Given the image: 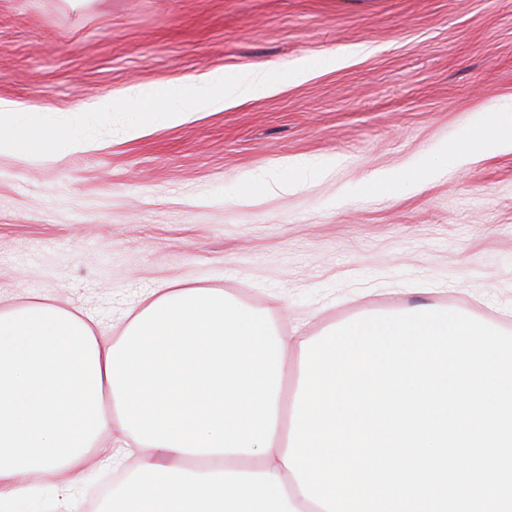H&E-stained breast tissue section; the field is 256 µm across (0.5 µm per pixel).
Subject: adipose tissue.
<instances>
[{
	"mask_svg": "<svg viewBox=\"0 0 512 512\" xmlns=\"http://www.w3.org/2000/svg\"><path fill=\"white\" fill-rule=\"evenodd\" d=\"M41 114L1 102L0 152L67 138ZM300 348L209 288L157 289L117 342L57 304L0 308V506L31 498L39 472L81 483L111 430L144 461L112 512H323L283 463L282 360Z\"/></svg>",
	"mask_w": 512,
	"mask_h": 512,
	"instance_id": "1",
	"label": "adipose tissue"
}]
</instances>
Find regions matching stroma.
<instances>
[{
    "instance_id": "35a3bbf8",
    "label": "stroma",
    "mask_w": 512,
    "mask_h": 512,
    "mask_svg": "<svg viewBox=\"0 0 512 512\" xmlns=\"http://www.w3.org/2000/svg\"><path fill=\"white\" fill-rule=\"evenodd\" d=\"M257 65L258 97L124 137L129 87L190 95ZM99 99L120 107L78 111ZM0 101L86 144L0 154L2 300L115 340L184 286L309 338L420 304L512 333V141L472 149L512 105V0H0ZM116 448L100 435L68 512H108L96 462Z\"/></svg>"
}]
</instances>
